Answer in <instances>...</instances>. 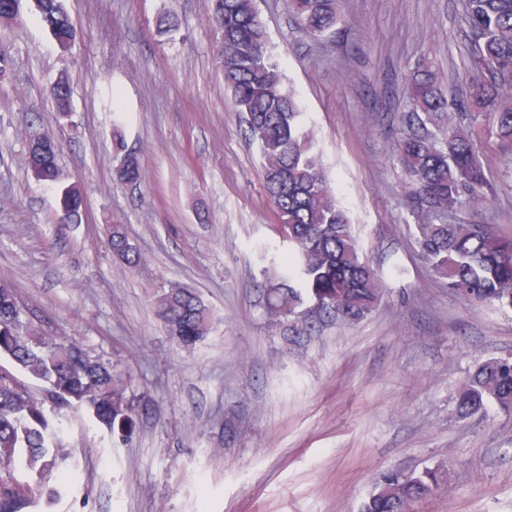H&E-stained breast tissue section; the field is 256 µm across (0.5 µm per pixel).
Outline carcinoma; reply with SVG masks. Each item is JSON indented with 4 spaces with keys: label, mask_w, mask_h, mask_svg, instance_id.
Listing matches in <instances>:
<instances>
[{
    "label": "carcinoma",
    "mask_w": 512,
    "mask_h": 512,
    "mask_svg": "<svg viewBox=\"0 0 512 512\" xmlns=\"http://www.w3.org/2000/svg\"><path fill=\"white\" fill-rule=\"evenodd\" d=\"M24 0H0V23L21 15ZM40 21L62 50L75 37L65 0H30ZM210 16L221 38L217 59L236 111H249L250 136L259 146L267 196L293 254L288 267L297 277L266 289L267 308L291 323L315 310L343 322H358L379 305L384 284L362 257L350 219L330 186L314 151L313 137L303 130V113L287 90L266 31L255 22V0H212ZM337 0H288L299 29L317 38L338 22ZM471 42V69L458 80L462 97H449L427 67L406 85L405 118L417 130L396 145L397 161L417 208L433 217L489 202L491 186L473 147L482 137L491 147L512 152V0H465ZM55 113L70 112L71 88L60 75L49 88ZM442 119L444 141L426 130ZM120 155L117 177L137 184L143 172L137 155L115 137ZM31 174L39 181L58 179L57 147L49 141L30 150ZM65 215L80 212L83 199L73 187L61 192ZM422 260L448 288L471 304L512 308V237L495 224L416 225ZM113 256L129 271L143 266L122 224L107 225ZM313 301V307L306 301ZM157 319L181 349H191L211 332L210 307L193 290L173 285L150 296ZM128 379L112 359L84 344L56 335L41 319L29 315L16 288L0 278V512H29L46 500L55 502L66 482L58 420L83 412L120 435L132 429V395ZM512 415V357L487 358L469 372L456 398V411L470 417L487 406ZM442 471L419 475L392 472L364 503L362 512H415L417 503L437 493Z\"/></svg>",
    "instance_id": "1"
}]
</instances>
